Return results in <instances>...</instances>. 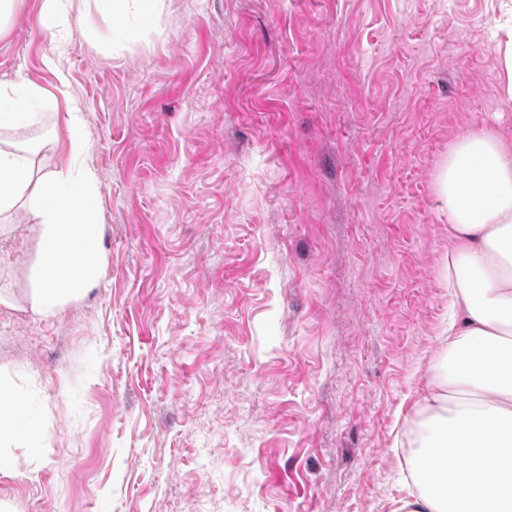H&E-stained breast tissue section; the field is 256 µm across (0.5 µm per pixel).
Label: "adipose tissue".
<instances>
[{
  "label": "adipose tissue",
  "instance_id": "ef3b65f1",
  "mask_svg": "<svg viewBox=\"0 0 512 512\" xmlns=\"http://www.w3.org/2000/svg\"><path fill=\"white\" fill-rule=\"evenodd\" d=\"M39 87L0 84V129L31 125ZM69 162L35 175L0 147V212L24 202L44 227L33 307L50 313L98 279L96 176L80 164V113L66 121ZM448 214V287L458 314L446 368L417 404L407 469L413 492L395 512H512V143L483 129L448 150L436 179Z\"/></svg>",
  "mask_w": 512,
  "mask_h": 512
}]
</instances>
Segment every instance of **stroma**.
Returning <instances> with one entry per match:
<instances>
[{
  "instance_id": "stroma-1",
  "label": "stroma",
  "mask_w": 512,
  "mask_h": 512,
  "mask_svg": "<svg viewBox=\"0 0 512 512\" xmlns=\"http://www.w3.org/2000/svg\"><path fill=\"white\" fill-rule=\"evenodd\" d=\"M42 10L20 0L0 82L55 103L0 147L60 170L81 109L104 272L36 312L42 226L0 213V502L394 512L450 314L435 177L469 131L512 142V0H74L53 68ZM502 34V38L498 40L500 50L503 56V65L507 78L506 94L511 100L512 98V18L499 28L496 36ZM0 394L2 395H8L3 388H0ZM10 400L8 401L9 405L4 406L2 404L0 406V436L9 433L13 430V428L16 425V422L18 421V418L23 413V404L20 399H15L8 395ZM3 408H9L10 411L8 413L4 414V411H2Z\"/></svg>"
}]
</instances>
